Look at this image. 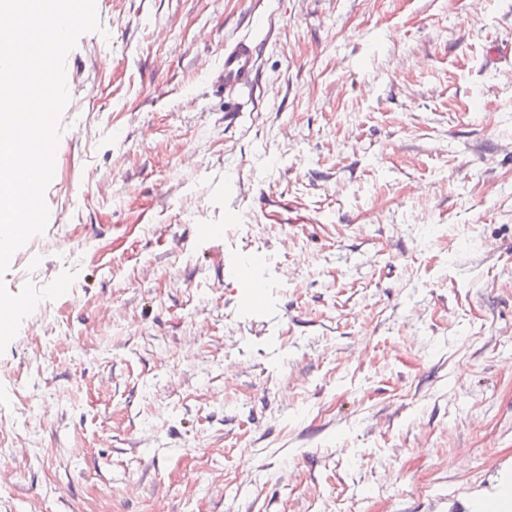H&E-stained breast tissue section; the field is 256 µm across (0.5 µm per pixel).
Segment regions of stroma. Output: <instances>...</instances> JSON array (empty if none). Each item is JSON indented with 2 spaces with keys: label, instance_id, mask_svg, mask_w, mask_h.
I'll use <instances>...</instances> for the list:
<instances>
[{
  "label": "stroma",
  "instance_id": "obj_1",
  "mask_svg": "<svg viewBox=\"0 0 512 512\" xmlns=\"http://www.w3.org/2000/svg\"><path fill=\"white\" fill-rule=\"evenodd\" d=\"M96 9L48 225L1 279L77 273L0 354V512L502 502L512 82L486 54L512 0ZM260 13L255 88L225 112L224 45ZM256 253L245 312L224 263Z\"/></svg>",
  "mask_w": 512,
  "mask_h": 512
}]
</instances>
